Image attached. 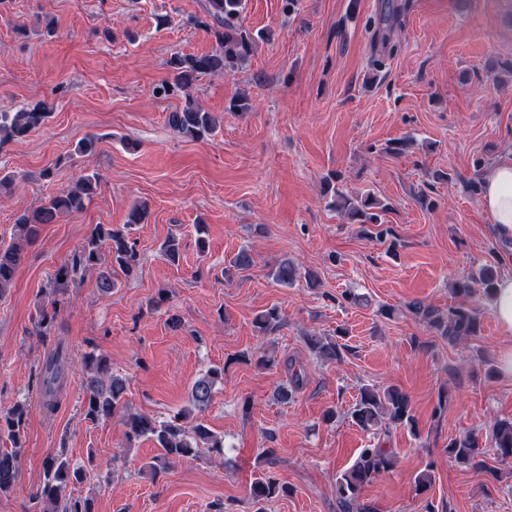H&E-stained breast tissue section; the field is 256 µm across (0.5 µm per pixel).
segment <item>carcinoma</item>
I'll list each match as a JSON object with an SVG mask.
<instances>
[{"label":"carcinoma","mask_w":512,"mask_h":512,"mask_svg":"<svg viewBox=\"0 0 512 512\" xmlns=\"http://www.w3.org/2000/svg\"><path fill=\"white\" fill-rule=\"evenodd\" d=\"M244 9V0H207L205 18L193 17L190 23L213 33L219 49L209 54H175L167 61L169 77L156 86L158 96L184 95L181 108L169 113L168 122L180 136L193 141L212 135L217 128V119L197 104L189 91L207 75H221L238 70L249 60L252 53L251 36L236 23ZM49 112L45 106L37 104L30 109L16 112L0 111V147L25 137L33 129L45 123ZM100 185L98 172L91 171L82 175L74 184L61 189L56 195L49 196L41 205L22 211L15 219L13 241L0 245V297L12 288L19 266L24 258V246L37 238L43 224H54L67 212L85 209L97 194ZM340 206L348 210L363 224L378 223V215L373 209L380 202L371 195L349 198L338 195ZM253 263L251 253L239 250L224 268V276L230 278L234 273L249 268ZM99 270L97 288L101 295L109 296L116 283L112 273L119 270L125 278H134L140 271V257L135 243L131 242L126 231L110 224H97L85 243L62 265L50 280V289L54 294H65L69 282L87 272ZM298 276L297 267L288 259L281 260L273 271L275 281L285 287L294 284ZM496 277L488 270L478 278L458 280L453 292L463 298V302L448 308L443 314L424 311L428 324L450 340L465 339L478 335L480 320L477 308L467 304L474 295V285L483 288L484 295L490 297ZM62 301L54 300L52 312L39 313L35 324L38 335L47 337L55 329L57 308ZM282 316L276 307L262 312L255 326L262 331H272L280 326ZM311 350L322 358L336 360L342 357L346 345L335 340L323 341L312 338ZM91 380L87 382L85 400V418L95 422L114 416L125 407L124 394L126 379L112 372L110 361L92 353L87 357ZM66 357L62 349L54 350L46 359L41 370L42 392L45 398L43 407L53 413L59 406L58 396L63 386ZM224 379V370L210 368L198 377L191 386L188 407L177 412L167 421H158L147 414H126L123 424L128 440L150 437L162 448L161 459L168 464L169 458H186L196 454L199 448H210L216 452L224 448V441L215 437L195 414L202 413L210 404L215 387ZM29 410L17 404L5 413H0V437L5 436L12 443L11 450L0 451V492L14 488L20 474V451L23 446ZM351 417L354 423L365 431L389 429L392 425L411 424V405L408 396L394 388L378 389L365 387L361 390ZM476 438L468 434L453 440L448 453L462 462L470 463L478 469L486 468L483 460H476ZM494 454L502 459H512V422L497 423L492 433ZM395 459L391 452L377 444L372 448H363L356 462L336 477V495L344 512H361L359 499L364 489L379 475L394 467ZM85 473L81 468H73L59 455L49 457L44 464V481L40 495L53 504L61 505V512H91L88 500L63 498L66 488L83 480ZM288 492L287 486L270 477H258L250 486V494L258 503Z\"/></svg>","instance_id":"obj_1"}]
</instances>
